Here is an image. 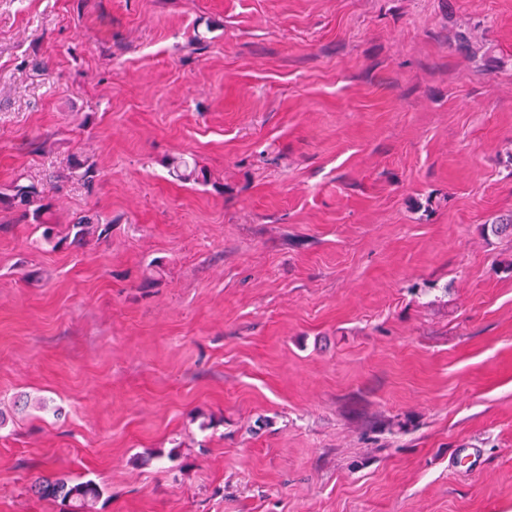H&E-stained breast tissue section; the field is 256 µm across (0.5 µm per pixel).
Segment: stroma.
Returning <instances> with one entry per match:
<instances>
[{
	"label": "stroma",
	"mask_w": 512,
	"mask_h": 512,
	"mask_svg": "<svg viewBox=\"0 0 512 512\" xmlns=\"http://www.w3.org/2000/svg\"><path fill=\"white\" fill-rule=\"evenodd\" d=\"M509 212L512 0H0V512H512ZM44 230L42 232V236L46 241H53L55 238L59 237V234H62V232L56 233V227L51 224H45ZM94 224H91L89 221H80L77 224H69L66 227V232L64 235H60L59 239L56 242V245L66 242L72 235L73 240L72 242L81 243L84 242L87 235L90 234V232L93 230ZM42 498L60 500L66 512H93L102 489L93 481L73 482L65 475L55 479H42L33 486Z\"/></svg>",
	"instance_id": "stroma-1"
}]
</instances>
